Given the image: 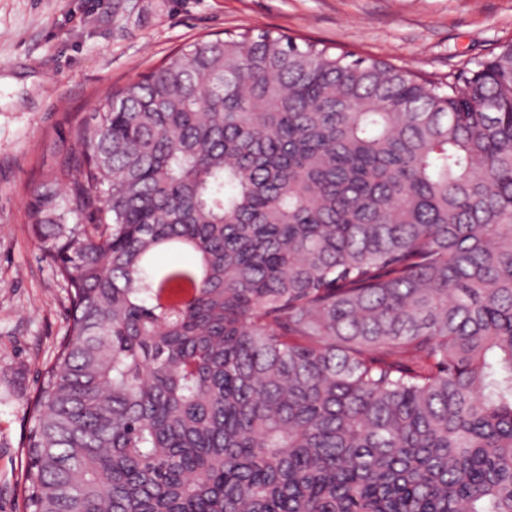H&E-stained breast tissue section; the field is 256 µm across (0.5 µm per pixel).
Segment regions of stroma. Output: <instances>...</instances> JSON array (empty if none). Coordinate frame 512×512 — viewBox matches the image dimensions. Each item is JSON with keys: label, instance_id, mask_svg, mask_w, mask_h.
<instances>
[{"label": "stroma", "instance_id": "35a3bbf8", "mask_svg": "<svg viewBox=\"0 0 512 512\" xmlns=\"http://www.w3.org/2000/svg\"><path fill=\"white\" fill-rule=\"evenodd\" d=\"M446 77L512 43V0H0V512H25L30 402L69 302L26 218L105 94L243 33Z\"/></svg>", "mask_w": 512, "mask_h": 512}]
</instances>
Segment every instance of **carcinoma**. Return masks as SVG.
<instances>
[{"instance_id": "cac0c4a2", "label": "carcinoma", "mask_w": 512, "mask_h": 512, "mask_svg": "<svg viewBox=\"0 0 512 512\" xmlns=\"http://www.w3.org/2000/svg\"><path fill=\"white\" fill-rule=\"evenodd\" d=\"M74 134L27 512H512V44L203 40Z\"/></svg>"}]
</instances>
